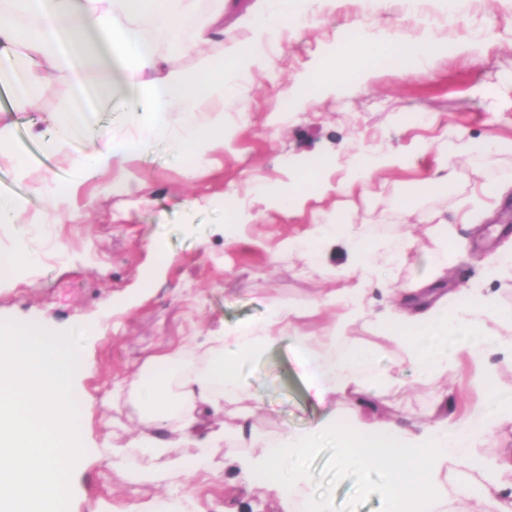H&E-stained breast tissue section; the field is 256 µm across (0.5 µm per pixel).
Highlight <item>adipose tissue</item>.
<instances>
[{
	"label": "adipose tissue",
	"mask_w": 512,
	"mask_h": 512,
	"mask_svg": "<svg viewBox=\"0 0 512 512\" xmlns=\"http://www.w3.org/2000/svg\"><path fill=\"white\" fill-rule=\"evenodd\" d=\"M207 16H200L199 0H0V57L24 53L28 59L24 82L14 93L16 106H24L48 76L65 81L84 78L98 92L100 106L130 97L136 102L134 138L105 139L101 150L81 159L87 173L107 167L112 160L144 148L170 134L167 113L180 115L179 144L198 164L211 147L224 139L221 123L198 119L204 103L224 104L233 97L237 78L263 65L265 48L284 24L301 25L303 0H275V7L254 10L252 36L211 58L204 70L188 75L162 70L165 51H182L185 23H192L194 42L224 40V0H211ZM362 52L369 57L384 53L418 64L433 49L426 40H401L385 34L363 38ZM357 287L340 288L316 301L315 310L341 306L336 331L310 336L293 321V313L279 300H271L263 325H244L215 337L203 368L190 369L176 350L151 357L145 374L130 386L131 397L151 420L178 422L185 435H193L202 415L219 411L223 402L240 403V421L263 407L259 397L247 396L239 376L240 365L253 355L282 342H291L297 367L310 398L322 409L320 418L304 434L283 433L265 444L262 460L270 488L281 499L302 492L305 474L294 461L326 438L337 439L342 465L384 471L392 512H414L415 503L436 495L439 476L449 461L465 462L488 437L512 426V404L497 414L474 408L456 421L448 419L450 391L437 393L424 420L412 421L383 410L378 393L362 372L369 355L360 349L346 328L362 314L372 290L367 275L374 248L354 239ZM390 339L396 349L422 375L437 378L455 368L462 357L512 364V336H484L467 350L449 347L448 337L458 330L477 332L480 317L495 313L512 325V308L498 306L494 294L482 288L465 289V300L449 305L447 292L437 288H397ZM348 405L357 423L341 424L339 405ZM498 507L512 512V448L501 449L494 473L483 489Z\"/></svg>",
	"instance_id": "adipose-tissue-1"
}]
</instances>
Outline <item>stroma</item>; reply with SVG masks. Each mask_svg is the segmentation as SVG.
<instances>
[{
	"instance_id": "obj_1",
	"label": "stroma",
	"mask_w": 512,
	"mask_h": 512,
	"mask_svg": "<svg viewBox=\"0 0 512 512\" xmlns=\"http://www.w3.org/2000/svg\"><path fill=\"white\" fill-rule=\"evenodd\" d=\"M447 7L448 0H418L413 8L406 0H308V24L284 29L269 63L238 83L236 102L222 115L224 142L197 169L168 137L83 176L78 162L100 147L101 131L127 138L137 129L128 103L96 112L90 92L60 81L44 84L29 111L0 114L15 146L30 143L40 153L22 176L0 159V188L23 204L17 223H0V256L22 245L38 255L34 267L0 286V320L83 335L73 392L85 453L73 471L69 512H284L265 473L241 475V446L212 449L207 468L170 479L169 462L189 461L195 447L180 432L155 428L127 393L149 356L180 348L198 364L217 330L263 323L273 298L296 312L307 335L332 334L339 307L318 315L311 308L325 293L355 285L348 242L328 238L310 259L286 246L316 225L351 218L373 246L404 230L417 239L394 276L374 278V317L347 331L370 352L374 380L398 367L407 393L395 408L408 415L427 409L436 385L393 349L385 288L430 281L451 291L486 288L512 306V277H491L486 265L512 242V193L484 206L487 187L512 175V0H461L452 23ZM419 14L436 18L430 35L446 45L420 74L403 77L390 55L369 66L346 56V44L363 30L417 37ZM479 28L488 31L483 44L459 51ZM323 64L347 67L349 79L313 89L302 102L289 96L295 79ZM418 113L424 121H415ZM361 149L404 161L353 181L349 163ZM258 183L265 193L255 191ZM67 186L72 207L61 219L48 191ZM285 186L298 192L287 208L273 200ZM229 201L244 215L233 227L226 224ZM439 222L459 248L441 279L439 246L428 234ZM240 374L264 402L251 420L259 441L318 420L321 410L288 347L257 356ZM485 376L497 391L512 390L511 366L462 362L448 373L456 409L484 403L477 382ZM156 435L167 457H142L140 442ZM511 447L506 429L480 445L469 465L449 464L441 492L451 499L470 492L488 479L498 449ZM341 454L327 442L301 458L309 483L296 512L313 504L326 512H387L382 476L342 472Z\"/></svg>"
}]
</instances>
